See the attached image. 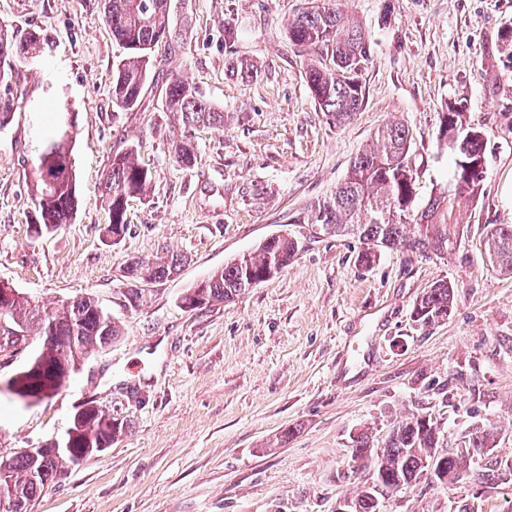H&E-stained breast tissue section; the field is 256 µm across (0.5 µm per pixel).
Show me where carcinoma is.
Returning <instances> with one entry per match:
<instances>
[{
    "label": "carcinoma",
    "instance_id": "carcinoma-1",
    "mask_svg": "<svg viewBox=\"0 0 512 512\" xmlns=\"http://www.w3.org/2000/svg\"><path fill=\"white\" fill-rule=\"evenodd\" d=\"M170 0H104L103 21L125 55L112 70V103L122 109L134 107L149 79L152 57L173 37ZM288 40L302 50H320L330 56L334 69L327 72L316 65L306 68V82L325 115L341 124L360 110L363 101L360 77L372 55V45L361 28L352 26L332 0L300 11L287 25ZM49 48L45 35L37 30L0 31V61L29 62L39 59ZM228 71L242 78L253 75L247 61L231 56L225 61ZM166 106L180 114L188 128H224V113L204 101L194 87L182 79L171 78ZM448 125L457 129L461 147L448 155L445 182L437 186L423 205L417 204L418 174L409 164L411 137L406 127L389 122L375 133L373 147L357 154L350 162L344 180L331 197L310 205L304 215L293 220L308 224L311 232L329 236L351 235L364 244L360 262L375 261L382 248L406 249L422 254L449 255L457 247L460 229L456 211L474 204L483 190L486 169L467 171V165L484 159L483 134L466 120L464 99L446 105L443 112ZM75 139L60 140V132L49 135L38 157L32 183L34 206L32 232L36 236L53 233L72 223L77 211L76 172L43 177L44 170L74 166ZM174 156L186 166L195 154L190 141L174 145ZM462 183L458 190L448 189V181ZM152 187L151 172L134 160L127 149L112 155L110 167L100 186L102 206L108 214L104 225L106 238L117 241L127 232L128 198L146 195ZM484 245L499 272L512 274V224L486 226ZM301 241L286 233L266 238L254 252L243 254L224 264L188 289L180 303L198 299L202 307L230 300L247 289L266 281L286 268L300 251ZM178 260L143 261L132 259L124 269L127 288L124 298L136 308L143 297L140 285L168 277L177 269ZM455 304L454 287L440 281L429 288L413 305L414 321L423 327L445 321ZM7 318L15 324L20 337L34 329L42 340L41 350L12 379L14 394L40 400L60 389L74 374V366L89 353L114 342L120 330L112 318L92 297L81 296L48 307L17 295ZM84 421L72 426L65 436L70 449L50 442L34 456L22 455L12 461L10 480L0 482L3 512H31L33 502L56 483L62 469L80 464L99 448L115 441L114 428L125 432L124 422L94 406L82 411ZM441 430L426 422L425 415H414L392 427L383 444L374 443L361 432L350 445L349 468L353 473L369 470L374 461L375 475L370 486L352 497L357 512H376L382 493L396 487L408 488L434 468L438 482L446 487L457 484V476L479 467L486 476L506 463L490 452L496 447L493 431L477 427L460 440L457 448L434 456L429 449L439 447ZM471 448H485V458L475 461Z\"/></svg>",
    "mask_w": 512,
    "mask_h": 512
}]
</instances>
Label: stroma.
Segmentation results:
<instances>
[{
	"label": "stroma",
	"mask_w": 512,
	"mask_h": 512,
	"mask_svg": "<svg viewBox=\"0 0 512 512\" xmlns=\"http://www.w3.org/2000/svg\"><path fill=\"white\" fill-rule=\"evenodd\" d=\"M306 0H172L178 45L157 53L137 104L112 106L121 53L102 0H0V26L47 33L51 51L0 80V281L45 305L92 295L119 327L54 394L26 403L7 381L39 337L0 346V457L61 438L94 402L122 419L110 448L69 468L32 512H335L364 476H346L350 439L382 442L394 422L429 413L456 447L471 425L493 428L512 457V275L492 268L489 224H512V57L500 35L512 0H336L373 45L364 102L346 123L312 96L307 64L329 56L289 42ZM233 35H226L225 23ZM250 60L244 82L225 67ZM181 76L224 114V127L187 129L164 105ZM466 98L483 134L486 179L456 219L464 235L445 257L385 250L365 265L353 236L307 238L299 218L331 195L375 130L408 126L421 198L446 174L437 140L447 103ZM75 117L78 207L73 223L31 232L30 187L45 133ZM191 140L196 161L176 162ZM134 148L150 194L128 202L127 233L104 235L98 186L113 153ZM302 237L288 267L232 300L181 306L194 284L270 235ZM177 257L178 274L146 284L126 306L130 259ZM451 282L448 320L423 327L412 307ZM471 489L429 479L393 495L384 512H454Z\"/></svg>",
	"instance_id": "obj_1"
}]
</instances>
